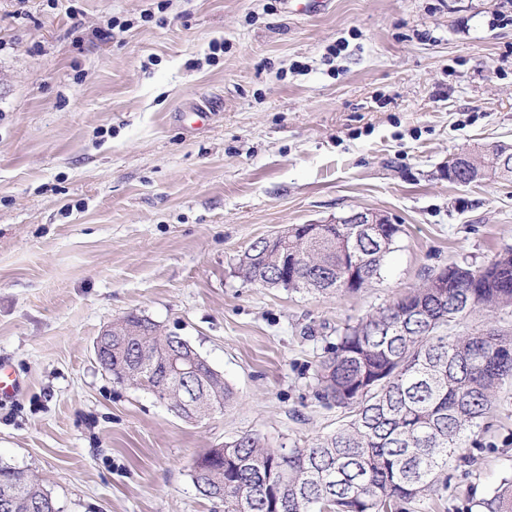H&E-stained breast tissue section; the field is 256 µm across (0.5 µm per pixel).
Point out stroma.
I'll return each instance as SVG.
<instances>
[{
    "label": "stroma",
    "instance_id": "stroma-1",
    "mask_svg": "<svg viewBox=\"0 0 512 512\" xmlns=\"http://www.w3.org/2000/svg\"><path fill=\"white\" fill-rule=\"evenodd\" d=\"M300 6L0 0V362L22 383L0 461L62 512H224L193 485L200 455L335 430L314 374L337 330L512 247V180L447 176L512 145V0ZM352 210L401 227L370 286L239 277L256 239ZM130 313L187 340L233 403L189 422L116 383L93 343ZM465 454L405 512H468L512 471V384Z\"/></svg>",
    "mask_w": 512,
    "mask_h": 512
}]
</instances>
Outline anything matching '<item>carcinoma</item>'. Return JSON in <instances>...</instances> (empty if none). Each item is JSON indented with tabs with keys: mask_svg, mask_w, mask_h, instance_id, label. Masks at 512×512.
Here are the masks:
<instances>
[{
	"mask_svg": "<svg viewBox=\"0 0 512 512\" xmlns=\"http://www.w3.org/2000/svg\"><path fill=\"white\" fill-rule=\"evenodd\" d=\"M503 146L468 153L473 168L512 180V156ZM350 224H323L316 233L301 224L288 235L297 256L291 290L323 293L343 289L345 270L356 267V291L382 277L385 257L400 225L379 239L355 238ZM251 264L238 262L249 282L276 250L264 245ZM512 307V248L480 266H455L448 279L430 277L404 297L346 326L319 362L317 397L341 410L343 423L310 445L270 446L246 434L210 448L197 460L192 482L224 512H399L403 502L431 494L448 464L464 458L465 442L493 411L501 386L512 381V333L493 325L471 332L465 321L476 311ZM141 335H127L128 327ZM188 354L175 335L128 314L112 322V377L138 384L132 359ZM205 400L222 411L234 398L217 371L169 388L172 403ZM48 491L25 471L0 463V498L8 512H38ZM475 512H512V472L487 495L472 500Z\"/></svg>",
	"mask_w": 512,
	"mask_h": 512,
	"instance_id": "carcinoma-1",
	"label": "carcinoma"
}]
</instances>
